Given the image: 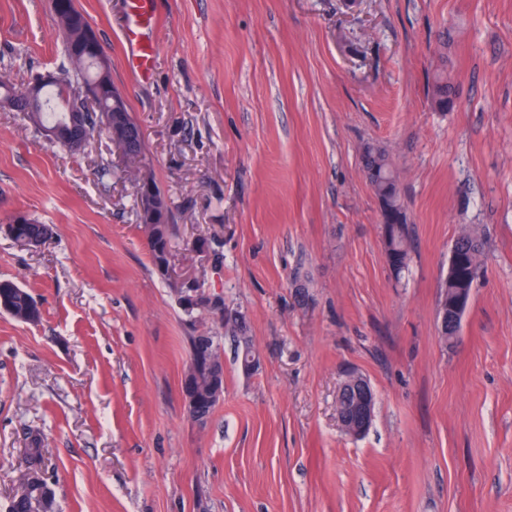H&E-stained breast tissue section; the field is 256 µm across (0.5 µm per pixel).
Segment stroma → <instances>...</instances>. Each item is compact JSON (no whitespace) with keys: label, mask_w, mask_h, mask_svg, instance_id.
<instances>
[{"label":"stroma","mask_w":512,"mask_h":512,"mask_svg":"<svg viewBox=\"0 0 512 512\" xmlns=\"http://www.w3.org/2000/svg\"><path fill=\"white\" fill-rule=\"evenodd\" d=\"M171 197L154 270L138 184L106 135L78 154L0 108V512L39 431L55 512H512V0H158L151 80L125 67L127 0H75ZM68 61L50 0H0V77ZM452 109L431 102L439 70ZM388 152L411 237L394 277L362 149ZM48 225L15 241L16 214ZM483 255L460 332L439 336L455 240ZM198 281L245 320L185 313ZM217 336L224 397L186 410L190 338ZM376 396L360 436L336 395ZM149 176L152 187L157 195L163 196L166 201V212L162 220L156 223H150V218L141 213L139 205V191L137 200V209L139 217V226L147 240L150 243L149 251L154 268L161 277L166 278V273L170 264V248L175 236V224L173 223V209L168 197L159 189L153 178ZM0 301L9 308L8 314L21 322L32 315L41 317V310L31 294L13 281H0ZM344 387H351L357 394L354 406H341L337 411L338 418L347 432L353 435L365 433L372 424L375 405L374 392L369 382L362 376L349 374L341 384L337 399L340 398Z\"/></svg>","instance_id":"35a3bbf8"}]
</instances>
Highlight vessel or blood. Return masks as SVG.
Returning a JSON list of instances; mask_svg holds the SVG:
<instances>
[{
    "mask_svg": "<svg viewBox=\"0 0 512 512\" xmlns=\"http://www.w3.org/2000/svg\"><path fill=\"white\" fill-rule=\"evenodd\" d=\"M157 0H129L125 31L129 70L142 80L150 79L157 52Z\"/></svg>",
    "mask_w": 512,
    "mask_h": 512,
    "instance_id": "vessel-or-blood-1",
    "label": "vessel or blood"
}]
</instances>
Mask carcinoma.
<instances>
[{"mask_svg":"<svg viewBox=\"0 0 512 512\" xmlns=\"http://www.w3.org/2000/svg\"><path fill=\"white\" fill-rule=\"evenodd\" d=\"M52 7L62 17L69 30L64 40V51L69 67L64 70L60 80L43 84L40 92L41 104L34 112H26L27 120L39 131L58 120L62 114L69 112L73 103L70 88H86L95 97L103 111L112 108V93L115 85L109 69H103L96 63L101 54L97 36L86 39L76 37L80 31L90 28L85 16L76 8L75 0H51ZM455 91L448 78L439 75L431 86V101L434 106L446 111L454 106ZM364 171L366 178L377 196L383 217V246L390 271L399 277L408 268L410 260L409 230L404 204L401 199L398 174L392 167L386 152L380 148L368 146L364 149ZM139 226L150 243L149 251L154 268L160 276H166L170 264V248L175 236L173 209L166 204L162 220L152 223L150 218L140 213ZM9 232L15 238H35L47 240L49 229L28 217L21 224L8 225ZM453 249L466 264V268L478 269L482 254V244L474 236L459 237ZM0 303L9 308V314L24 322L32 315H41L36 301L25 289L10 280L0 281ZM219 355V345L215 337L199 334L191 337V358L198 373L197 410L201 417L207 419L212 414L215 403L207 395L211 357ZM238 359L244 370L250 371L257 365V358L248 340L238 346ZM27 462L34 471L45 468V456L41 448L39 433L30 436L27 448ZM38 512H49L52 507V492L47 483L37 477L33 478L20 497L10 500L8 512H29L32 506Z\"/></svg>","mask_w":512,"mask_h":512,"instance_id":"1","label":"carcinoma"}]
</instances>
